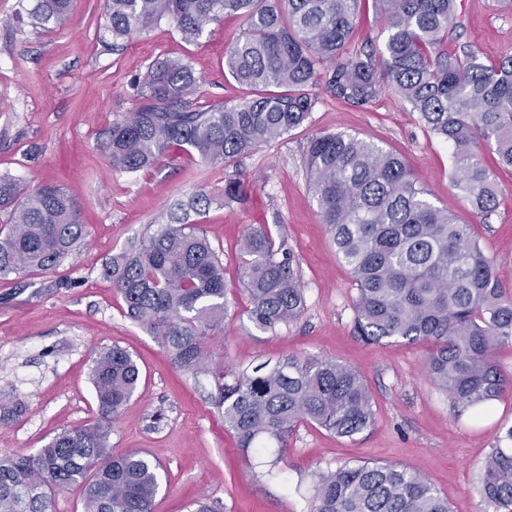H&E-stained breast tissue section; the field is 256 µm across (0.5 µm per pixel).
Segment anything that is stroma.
I'll list each match as a JSON object with an SVG mask.
<instances>
[{
	"label": "stroma",
	"instance_id": "1",
	"mask_svg": "<svg viewBox=\"0 0 512 512\" xmlns=\"http://www.w3.org/2000/svg\"><path fill=\"white\" fill-rule=\"evenodd\" d=\"M32 4L0 0V177L25 190L63 187L80 205L87 235L56 269L0 280V401L23 405L19 416L0 419V458L36 453L58 432L94 423L92 361L116 345L134 356L142 378L112 422V449H139L159 462L152 512H192L200 499L219 502L223 512H307L318 473L364 461L420 472L452 512H489L477 484L498 437L512 428V397L479 413L458 412L426 372L430 344L372 345L358 335L355 288L317 214L303 158L308 139L320 133L353 134L401 154L432 202L470 225L512 294V169L497 164L492 146H483L482 157L501 192L485 216L453 186L448 143L397 95L384 89L351 105L320 85L302 127L230 165L170 154L148 169L117 172L109 131L136 110L138 79L156 60L188 61L202 79L200 103L243 97L224 69L241 19L225 16L195 43L184 41L170 20L116 42L106 29L105 0H76L59 25L35 23ZM457 13L449 51L465 47L486 61L512 53V9L500 0H457ZM230 178L243 182L247 194L228 203ZM199 193L208 203L197 220L224 262L229 293L223 330L204 340L208 370L194 374L127 317L103 267L167 223L171 206ZM259 224L293 252L306 299L303 316L276 331L254 327L237 278L239 243ZM291 355L357 369L375 401L373 428L348 439L303 424L286 447L271 440L240 447L224 425L218 376Z\"/></svg>",
	"mask_w": 512,
	"mask_h": 512
}]
</instances>
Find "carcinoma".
Masks as SVG:
<instances>
[{
    "instance_id": "obj_1",
    "label": "carcinoma",
    "mask_w": 512,
    "mask_h": 512,
    "mask_svg": "<svg viewBox=\"0 0 512 512\" xmlns=\"http://www.w3.org/2000/svg\"><path fill=\"white\" fill-rule=\"evenodd\" d=\"M366 0H107V30L117 42L172 20L197 42L226 14L245 29L227 48V73L247 91L235 103L201 105L200 78L189 64L166 59L138 83L139 104L112 123V169L138 172L167 154L227 165L302 126L317 98L308 88L328 68L339 100L371 101L386 86L452 148L455 186L471 207L493 211L499 194L484 166L481 143L493 144L512 168V54L485 62L462 49L448 54L457 0H373L387 33L380 52L350 47ZM73 0H36L42 23H61ZM309 189L336 254L356 289L355 326L367 342L426 341V369L453 406L478 409L512 394V376L497 367L496 349L512 343V295L493 261L458 223L429 199L403 157L356 135L312 137L304 153ZM0 278L49 271L85 236L80 206L61 187L19 194L0 177ZM129 318L157 337L172 361L204 370L203 339L224 327V264L199 225L176 217L104 268ZM239 284L249 319L274 331L305 309L291 251L261 225L239 245ZM98 420L65 430L35 454L0 460V512H48L59 490L83 487L82 512H151L159 464L142 451L112 454V419L133 397L140 369L114 346L93 360ZM224 425L239 446L286 442L303 423L339 438L370 429L376 417L363 376L333 358L289 356L234 373L219 389ZM480 494L512 512V428L500 437L480 475ZM309 512H451L420 473L392 463L345 465L317 474Z\"/></svg>"
}]
</instances>
